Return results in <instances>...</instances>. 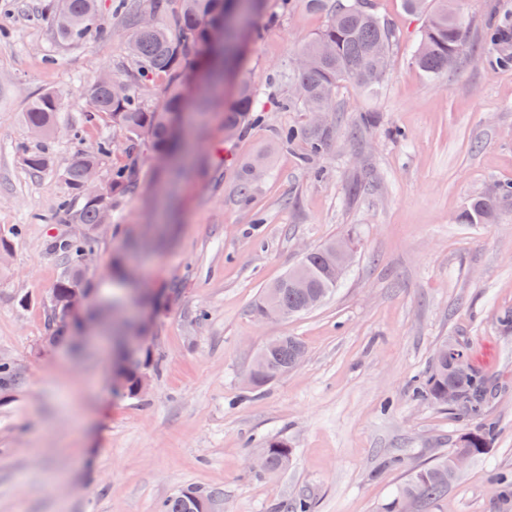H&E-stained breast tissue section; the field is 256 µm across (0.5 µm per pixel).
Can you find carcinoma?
Listing matches in <instances>:
<instances>
[{
    "label": "carcinoma",
    "instance_id": "obj_1",
    "mask_svg": "<svg viewBox=\"0 0 512 512\" xmlns=\"http://www.w3.org/2000/svg\"><path fill=\"white\" fill-rule=\"evenodd\" d=\"M99 0H47L45 11L52 18L54 40L60 45H75L86 41L98 11ZM180 9L169 11V0H151L152 25L142 24L145 12L132 8L124 17L130 30L127 62L112 72V78L125 87L119 95L92 81L86 90L87 108L83 114L87 129L98 131L92 145L81 148L76 159L62 171L67 187L59 211L71 224H87L91 231L78 238L58 239L51 250L62 262V271L51 296L56 306L63 308L75 290H89L82 260L99 248L98 225L112 216L114 204L136 189V171L131 165L111 167L105 177L110 194L103 200L84 196L81 185L89 169L101 170L112 161V151L123 147L128 155L150 149L159 155L169 153L175 145L173 125L186 93L184 70L193 61L206 71L217 74L232 69L243 49L244 33L257 38L260 26L254 22L242 29L235 28V19L242 16L259 18L264 14L266 0H179ZM440 6L431 12L416 51L415 63L431 79L448 72L467 51L470 27L456 0H439ZM356 0H337L329 11L326 24L302 47L300 54L308 63L290 72L289 82L298 87L303 96L288 98V106L311 115L336 111V94L340 85L355 80L366 88H374L387 79L391 69V46L396 40L393 26L371 10L354 7ZM224 22V49L211 40L210 29ZM162 87V103L151 107L145 103L143 91L156 85ZM258 92L249 79H238L231 100L224 102V134L240 136L249 126L261 121L255 105ZM61 98L55 92L37 94L27 105L24 121L33 134V140L18 147V158L33 173L46 171L52 162L51 143L55 138L57 114ZM335 134L333 119L309 129L307 140L309 156L322 153ZM512 197V182L499 186L493 192L474 199L461 213L463 224H487L497 216L503 200ZM331 240L301 259L292 271L304 273L302 285L291 282L290 276L268 286L255 303L253 313L260 320L269 319L279 311L302 312L310 303L322 304L336 288L333 272L335 255ZM124 302L112 300V313L96 315L101 326L112 332V338L122 342L131 335L132 327L126 319H116ZM50 336L49 343L61 340L68 332L64 314L46 308ZM305 349L294 336H281L272 350L262 354L261 376L253 382L260 388L288 371L296 352ZM151 363L150 356L129 348L121 353L116 368L118 387L133 395L141 375ZM19 382L13 363L0 361V392L12 390ZM456 399L452 405L461 413L481 421L473 431L463 433L452 453H469L473 457L484 454L493 439L496 426L485 421V410L492 394L491 381L472 370L468 377L458 379L448 368V359L434 357L431 369L416 387V395L439 405H448V390ZM264 454L268 459L266 473L275 474L288 467L293 449L288 441L271 439ZM457 474L448 468V457L413 473L396 497L387 505L386 512H401L403 503L433 502L448 489ZM220 492L182 489L159 505V512H210Z\"/></svg>",
    "mask_w": 512,
    "mask_h": 512
}]
</instances>
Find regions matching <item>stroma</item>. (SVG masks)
<instances>
[{
	"instance_id": "stroma-1",
	"label": "stroma",
	"mask_w": 512,
	"mask_h": 512,
	"mask_svg": "<svg viewBox=\"0 0 512 512\" xmlns=\"http://www.w3.org/2000/svg\"><path fill=\"white\" fill-rule=\"evenodd\" d=\"M118 4L101 0L92 36L61 46L44 0H0V234L22 229L0 261V359L21 375L0 396V512H156L188 487L222 490L211 512H277L300 496L313 512H385L412 473L476 426L414 394L446 339L467 343L491 377L486 419L497 431L439 500L415 512H499L494 481L512 476V326L502 322L512 313V201L492 224L458 216L512 181V69L497 68L480 42L488 24L512 22V0H461L473 47L433 80L413 62L426 14L369 0L398 33L391 76L374 91L342 83L334 138L306 164L303 142L284 145L277 132L309 129L311 116L281 102L327 12L295 0L292 12L264 14L247 74L265 120L239 137L225 138L223 106L198 105L200 77L187 64L180 173L140 153L138 190L115 207L87 275L94 301L132 285L156 300L135 313L149 318L160 360L136 398L113 391L106 356L84 360L43 343L44 297L61 272L50 244L87 231L58 213L59 171L81 143L67 131L82 125L88 84L126 57ZM44 91L61 96L62 131L53 169L32 174L17 148L30 139L27 103ZM364 114L373 125L353 133ZM259 156L266 173L241 193ZM339 236L355 239L356 255L330 298L294 317H254L264 288ZM276 336L304 343L302 363L245 387L259 348ZM274 438L293 457L267 476L253 463Z\"/></svg>"
}]
</instances>
